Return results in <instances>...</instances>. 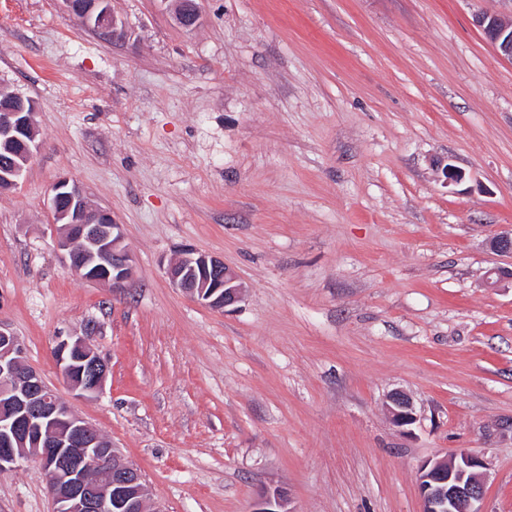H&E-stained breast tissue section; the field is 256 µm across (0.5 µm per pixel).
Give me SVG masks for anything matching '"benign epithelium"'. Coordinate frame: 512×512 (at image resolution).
Wrapping results in <instances>:
<instances>
[{
  "label": "benign epithelium",
  "mask_w": 512,
  "mask_h": 512,
  "mask_svg": "<svg viewBox=\"0 0 512 512\" xmlns=\"http://www.w3.org/2000/svg\"><path fill=\"white\" fill-rule=\"evenodd\" d=\"M64 2L103 34L112 38L123 35L109 0H90L82 9L74 0ZM175 19L185 28L194 26L198 21L194 0H181ZM474 22L498 55L512 62V14L485 10L475 15ZM34 116V103L22 96L12 93L10 100L0 104V142L10 147L19 140L18 133L26 135L20 162L0 170V193L16 186L39 148ZM52 211L59 224L57 244L65 251L68 270L81 276L94 264L92 274L114 288L131 277L132 256L123 245L120 225L107 211L91 207L76 184L67 179L56 182ZM76 240L84 243L81 254L74 252ZM490 248L512 257V231L493 238ZM166 273L174 286L212 309L223 310L242 296L236 274L223 260L193 248L184 249ZM71 346L81 349L87 362L86 378L69 383L72 391L79 398L101 394L108 365L78 336L62 339L54 348L64 377H69L71 371L65 356ZM0 379L10 386V398L0 402V472L32 459L48 466L54 512H147L146 488L138 468L48 387L39 372L24 364L19 338L2 323ZM390 402L396 426H410L416 421L407 394L395 391ZM487 470L483 458L467 453L450 460L426 461L419 472L422 512H483L480 504ZM252 512L291 510L285 493L267 492L258 497Z\"/></svg>",
  "instance_id": "1"
}]
</instances>
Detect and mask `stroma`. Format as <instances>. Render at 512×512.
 I'll return each mask as SVG.
<instances>
[{"label": "stroma", "mask_w": 512, "mask_h": 512, "mask_svg": "<svg viewBox=\"0 0 512 512\" xmlns=\"http://www.w3.org/2000/svg\"><path fill=\"white\" fill-rule=\"evenodd\" d=\"M0 0V88L41 147L0 193V323L25 364L140 470L161 512H421V465L489 464L512 512V62L473 18L512 0ZM465 172L446 183L443 168ZM111 213L123 287L71 273L52 187ZM220 258L242 298L208 308L166 267ZM108 364L79 398L52 351ZM417 421L396 427L394 391ZM41 465L0 472V512H53ZM64 2L73 12L82 17L86 24L100 30L103 34L113 39L123 35V31L118 28L117 20L111 12L109 0H92L81 10L73 0H64ZM252 512H292L284 492H267L258 497Z\"/></svg>", "instance_id": "1"}]
</instances>
